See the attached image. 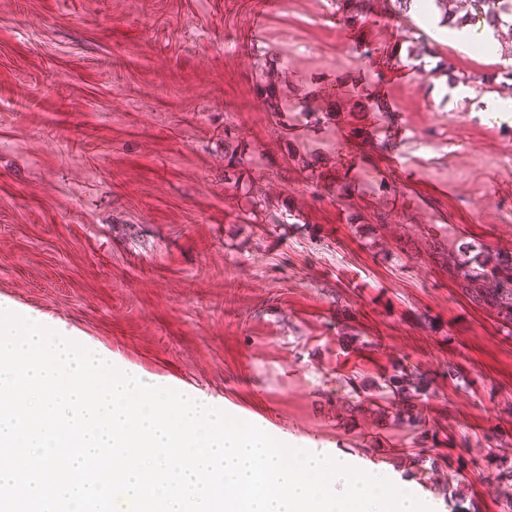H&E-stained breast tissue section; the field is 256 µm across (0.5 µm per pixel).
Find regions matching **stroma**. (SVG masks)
Masks as SVG:
<instances>
[{
  "label": "stroma",
  "mask_w": 512,
  "mask_h": 512,
  "mask_svg": "<svg viewBox=\"0 0 512 512\" xmlns=\"http://www.w3.org/2000/svg\"><path fill=\"white\" fill-rule=\"evenodd\" d=\"M388 4L348 46L327 0H0V296L230 416L271 413L285 445L388 471L433 512L458 508L408 454L459 465L478 512H512L483 461L512 463V336L448 267L472 236L512 259V118L481 121L479 91L444 101L442 79L410 93ZM258 17L306 106H335L334 146L254 111ZM368 118L399 127L405 167L389 135L366 143ZM228 128L264 212L224 182Z\"/></svg>",
  "instance_id": "1"
}]
</instances>
